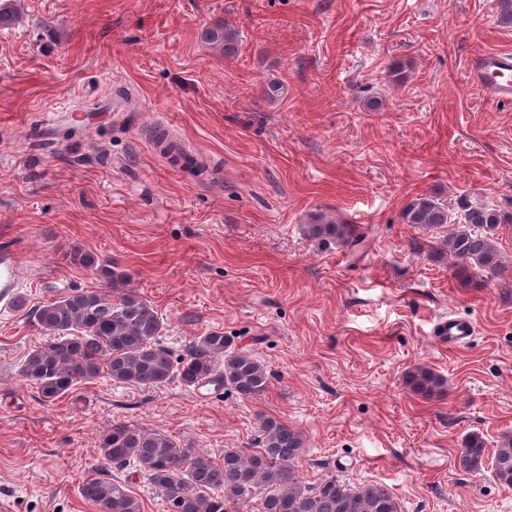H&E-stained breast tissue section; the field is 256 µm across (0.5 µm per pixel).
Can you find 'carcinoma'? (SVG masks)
Masks as SVG:
<instances>
[{
    "mask_svg": "<svg viewBox=\"0 0 512 512\" xmlns=\"http://www.w3.org/2000/svg\"><path fill=\"white\" fill-rule=\"evenodd\" d=\"M205 39L233 56L236 32L224 25L204 32ZM403 223L418 229H444L448 255L475 276L508 272L495 243L501 224L512 214L484 204L459 203V213L432 194L415 196L403 209ZM306 237L322 244L351 248L358 234L351 224H338L322 213L303 225ZM75 266L93 270L105 280L104 290L72 289L33 309L46 340L24 355L19 375L33 385L41 400L50 403L80 384L105 375L134 387H157L174 380L188 388L208 380L239 395L256 399L269 389L271 374L250 351L236 348L221 329L193 338L184 353L174 355L161 344L164 323L151 304L129 290L112 299V260L73 250ZM411 390L432 397L442 392L443 379L427 367L408 372ZM307 447L303 434L265 414L257 417L254 449H224L222 459L192 450L172 437L134 424L117 422L99 439L105 466L92 471L80 487L81 496L98 512H142L138 497L112 470L133 468L145 477L166 503V512H230L256 498L260 512H400L397 499L384 485L351 486L335 476L315 483L304 481L296 463ZM491 465L499 486L512 489V435H503L493 450L478 433L463 442L459 466L481 474Z\"/></svg>",
    "mask_w": 512,
    "mask_h": 512,
    "instance_id": "cac0c4a2",
    "label": "carcinoma"
}]
</instances>
